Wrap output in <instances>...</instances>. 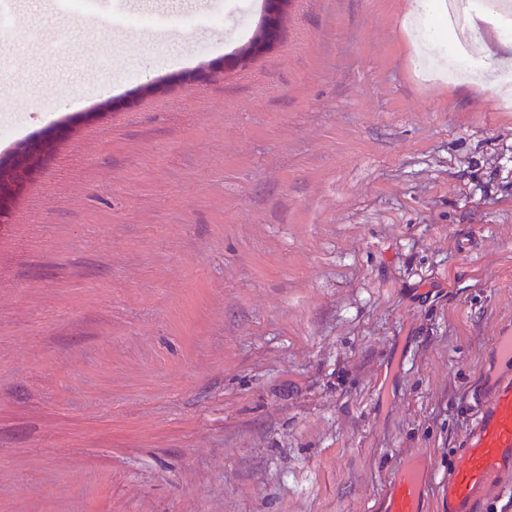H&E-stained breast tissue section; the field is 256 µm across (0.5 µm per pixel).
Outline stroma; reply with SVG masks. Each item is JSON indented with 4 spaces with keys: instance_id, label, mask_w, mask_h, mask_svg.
I'll return each mask as SVG.
<instances>
[{
    "instance_id": "35a3bbf8",
    "label": "stroma",
    "mask_w": 512,
    "mask_h": 512,
    "mask_svg": "<svg viewBox=\"0 0 512 512\" xmlns=\"http://www.w3.org/2000/svg\"><path fill=\"white\" fill-rule=\"evenodd\" d=\"M408 3L292 0L228 69L263 0H14L0 156L71 127L0 224V512H372L413 463L443 512L512 335V38L431 77Z\"/></svg>"
}]
</instances>
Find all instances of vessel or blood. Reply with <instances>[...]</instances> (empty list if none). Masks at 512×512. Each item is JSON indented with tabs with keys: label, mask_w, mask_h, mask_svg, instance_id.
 I'll use <instances>...</instances> for the list:
<instances>
[{
	"label": "vessel or blood",
	"mask_w": 512,
	"mask_h": 512,
	"mask_svg": "<svg viewBox=\"0 0 512 512\" xmlns=\"http://www.w3.org/2000/svg\"><path fill=\"white\" fill-rule=\"evenodd\" d=\"M471 398L476 417L442 487L446 512H474L492 482L512 470V376L482 379ZM428 483L424 470L402 471L390 482L381 512H424Z\"/></svg>",
	"instance_id": "1"
}]
</instances>
